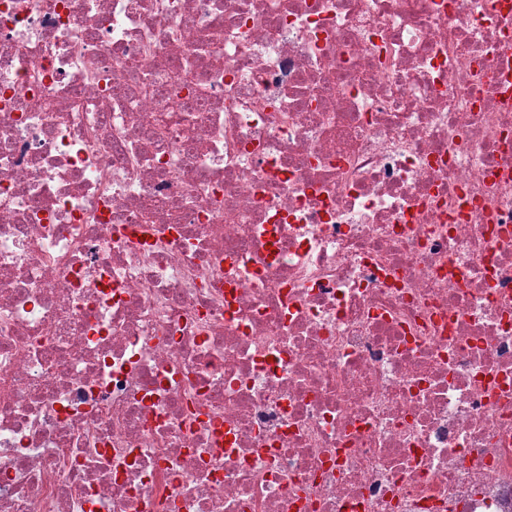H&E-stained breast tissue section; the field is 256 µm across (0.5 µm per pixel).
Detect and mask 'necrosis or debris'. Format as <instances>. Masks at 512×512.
<instances>
[{
	"mask_svg": "<svg viewBox=\"0 0 512 512\" xmlns=\"http://www.w3.org/2000/svg\"><path fill=\"white\" fill-rule=\"evenodd\" d=\"M0 512H512V0H0Z\"/></svg>",
	"mask_w": 512,
	"mask_h": 512,
	"instance_id": "obj_1",
	"label": "necrosis or debris"
}]
</instances>
